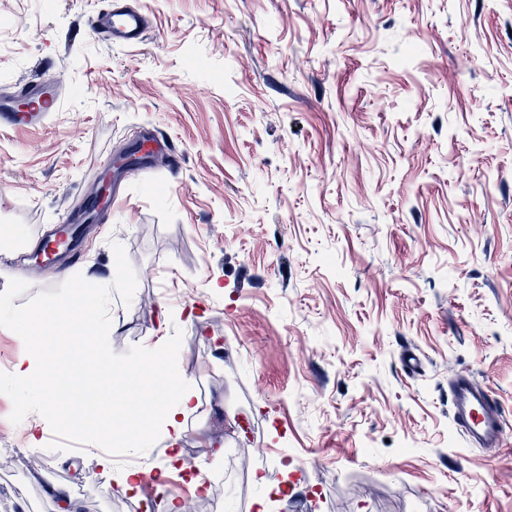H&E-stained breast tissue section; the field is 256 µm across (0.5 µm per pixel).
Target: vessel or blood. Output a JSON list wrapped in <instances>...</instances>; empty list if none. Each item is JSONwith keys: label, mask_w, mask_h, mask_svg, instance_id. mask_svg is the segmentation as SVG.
I'll list each match as a JSON object with an SVG mask.
<instances>
[{"label": "vessel or blood", "mask_w": 512, "mask_h": 512, "mask_svg": "<svg viewBox=\"0 0 512 512\" xmlns=\"http://www.w3.org/2000/svg\"><path fill=\"white\" fill-rule=\"evenodd\" d=\"M97 37L112 45L133 46L143 41L144 16L124 4L108 0L107 7L92 21ZM61 96L51 82L25 83L14 101L0 104V125L25 129L44 123L57 111ZM88 224L80 218L55 224L38 233L35 256L38 261L74 265L82 257V240ZM453 420L464 428L469 439L490 448L499 447L503 438V409L492 392L476 386L469 375H458L450 388Z\"/></svg>", "instance_id": "b4317fda"}]
</instances>
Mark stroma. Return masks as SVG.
<instances>
[{"mask_svg": "<svg viewBox=\"0 0 512 512\" xmlns=\"http://www.w3.org/2000/svg\"><path fill=\"white\" fill-rule=\"evenodd\" d=\"M135 47L91 29L104 0H0V99L61 86L38 128L0 127V256L77 213L95 167L171 138L124 181L75 272L112 295L113 351L175 348L198 401L177 444L94 472L0 394V512H136L113 470L221 481L184 512H512V0H131ZM500 400L468 446L449 387Z\"/></svg>", "mask_w": 512, "mask_h": 512, "instance_id": "1", "label": "stroma"}]
</instances>
